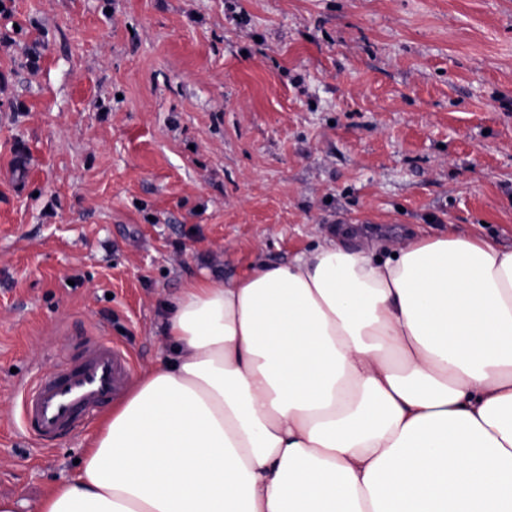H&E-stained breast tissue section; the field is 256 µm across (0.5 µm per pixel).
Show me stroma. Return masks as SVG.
<instances>
[{"mask_svg":"<svg viewBox=\"0 0 512 512\" xmlns=\"http://www.w3.org/2000/svg\"><path fill=\"white\" fill-rule=\"evenodd\" d=\"M0 498L38 512L97 426L16 387L95 328L163 360L168 299L333 229L512 247V0H5Z\"/></svg>","mask_w":512,"mask_h":512,"instance_id":"1","label":"stroma"}]
</instances>
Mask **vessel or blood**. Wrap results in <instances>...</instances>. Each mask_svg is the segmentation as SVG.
Here are the masks:
<instances>
[{"label":"vessel or blood","instance_id":"b4317fda","mask_svg":"<svg viewBox=\"0 0 512 512\" xmlns=\"http://www.w3.org/2000/svg\"><path fill=\"white\" fill-rule=\"evenodd\" d=\"M132 371L126 349L104 337L87 336L76 356L25 387L22 411L29 429L45 441L73 431L121 391Z\"/></svg>","mask_w":512,"mask_h":512}]
</instances>
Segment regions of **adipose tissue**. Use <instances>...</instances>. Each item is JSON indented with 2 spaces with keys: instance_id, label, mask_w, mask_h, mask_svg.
<instances>
[{
  "instance_id": "adipose-tissue-1",
  "label": "adipose tissue",
  "mask_w": 512,
  "mask_h": 512,
  "mask_svg": "<svg viewBox=\"0 0 512 512\" xmlns=\"http://www.w3.org/2000/svg\"><path fill=\"white\" fill-rule=\"evenodd\" d=\"M384 250L188 280L38 512H512V248Z\"/></svg>"
}]
</instances>
